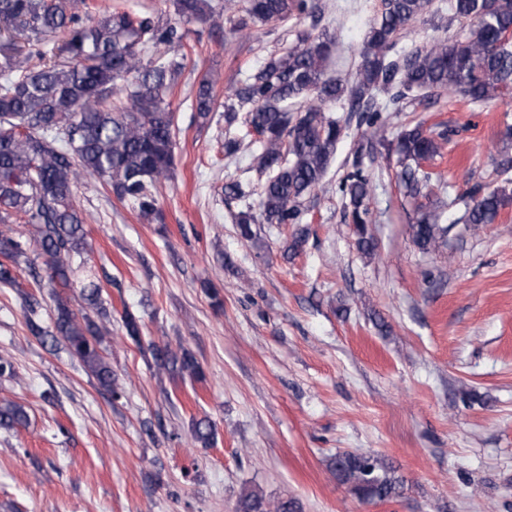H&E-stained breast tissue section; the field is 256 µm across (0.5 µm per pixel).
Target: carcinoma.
<instances>
[{
    "instance_id": "carcinoma-1",
    "label": "carcinoma",
    "mask_w": 512,
    "mask_h": 512,
    "mask_svg": "<svg viewBox=\"0 0 512 512\" xmlns=\"http://www.w3.org/2000/svg\"><path fill=\"white\" fill-rule=\"evenodd\" d=\"M431 0H380L367 25L361 63L350 83L328 76L325 64L336 47V33L318 28L319 0H174L176 18L162 20L130 11H104L82 18L86 0H0V224H30L53 288L71 287L73 261L86 245L85 216L74 197L84 174L96 175L120 200L132 203L141 218L162 220L157 186L166 178L175 147V113L170 95L187 56L180 52L186 25L224 19L240 34L253 25L311 20L297 33V43L270 55L265 64L234 83L224 100L225 119H242L245 135L258 136L253 164L260 184L231 179L221 192L233 214L239 237L254 243L258 224H293L297 231L286 251L306 242L304 200L322 182L343 135L340 121L328 114L333 105L362 113L371 135L384 127L389 104L422 92L448 91L472 104L502 97L512 90V0H448V13L463 23L453 35L437 37L409 50L397 40ZM232 16L224 17V11ZM220 74L207 72L198 83L194 119L215 111L213 86ZM448 144V129L403 127L397 137L404 193L424 196L435 173L423 167ZM345 200L344 220L353 225L358 249L370 255L367 200L370 177L359 165L337 182ZM505 191L475 188L465 201L467 224H492L511 201ZM409 225L412 242L423 252L448 243V226L439 207L419 206ZM27 242L0 232V282L16 285L14 270L25 262ZM28 303L27 324L40 341L62 339L99 385L113 397L120 388L100 345L102 327L86 312L74 311L55 293L53 329L37 320ZM126 335L138 343L142 320L124 308ZM157 369L199 377L200 366L185 349L153 345ZM28 423L24 407L0 400V429ZM195 440L213 443L207 419L192 425ZM332 472L357 498L390 501L402 496L403 480L392 466L367 453H338ZM237 512H301L294 499L268 501L244 493Z\"/></svg>"
}]
</instances>
